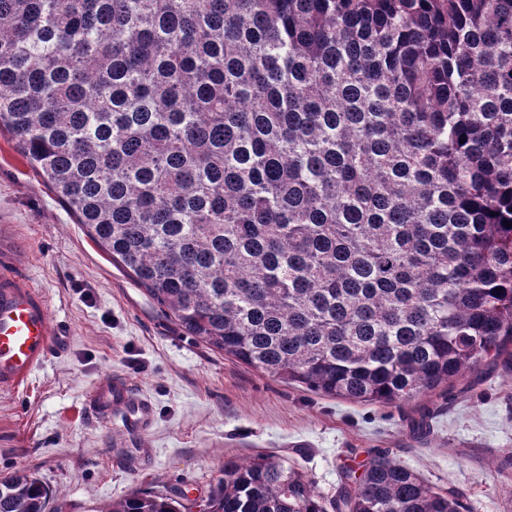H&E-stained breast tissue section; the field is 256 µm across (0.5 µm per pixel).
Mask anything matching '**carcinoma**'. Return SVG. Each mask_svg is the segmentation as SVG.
<instances>
[{
	"label": "carcinoma",
	"mask_w": 512,
	"mask_h": 512,
	"mask_svg": "<svg viewBox=\"0 0 512 512\" xmlns=\"http://www.w3.org/2000/svg\"><path fill=\"white\" fill-rule=\"evenodd\" d=\"M2 128L197 343L379 406L512 372V0H0ZM203 512L469 507L380 451L331 496L226 460Z\"/></svg>",
	"instance_id": "obj_1"
}]
</instances>
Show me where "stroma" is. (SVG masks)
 <instances>
[{
	"label": "stroma",
	"mask_w": 512,
	"mask_h": 512,
	"mask_svg": "<svg viewBox=\"0 0 512 512\" xmlns=\"http://www.w3.org/2000/svg\"><path fill=\"white\" fill-rule=\"evenodd\" d=\"M0 232L17 239L18 267L45 295L68 338L32 380L0 389V476L34 472L46 512H109L172 486L199 500L227 458L270 454L334 494L345 466L389 450L440 489L462 490L473 512H512V374L486 370L443 393L375 406L286 384L193 342L76 224L8 132H0ZM118 375L148 399L140 434L94 422L83 399ZM434 409L433 435L408 423Z\"/></svg>",
	"instance_id": "obj_1"
}]
</instances>
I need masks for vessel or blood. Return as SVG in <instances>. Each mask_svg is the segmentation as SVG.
<instances>
[{"label":"vessel or blood","mask_w":512,"mask_h":512,"mask_svg":"<svg viewBox=\"0 0 512 512\" xmlns=\"http://www.w3.org/2000/svg\"><path fill=\"white\" fill-rule=\"evenodd\" d=\"M15 248L0 237V387L23 386L68 338L51 322L43 294L14 265ZM84 407L102 423L120 419L125 430L139 434L152 422L150 402L135 393L129 382L111 377L85 396Z\"/></svg>","instance_id":"vessel-or-blood-1"}]
</instances>
